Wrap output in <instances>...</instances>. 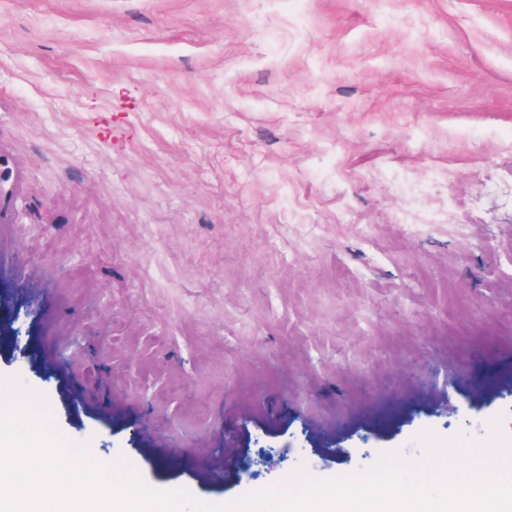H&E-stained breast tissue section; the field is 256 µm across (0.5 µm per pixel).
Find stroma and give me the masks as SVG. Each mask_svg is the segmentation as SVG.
<instances>
[{
    "instance_id": "stroma-1",
    "label": "stroma",
    "mask_w": 512,
    "mask_h": 512,
    "mask_svg": "<svg viewBox=\"0 0 512 512\" xmlns=\"http://www.w3.org/2000/svg\"><path fill=\"white\" fill-rule=\"evenodd\" d=\"M0 375L158 490L512 431V0H0Z\"/></svg>"
}]
</instances>
